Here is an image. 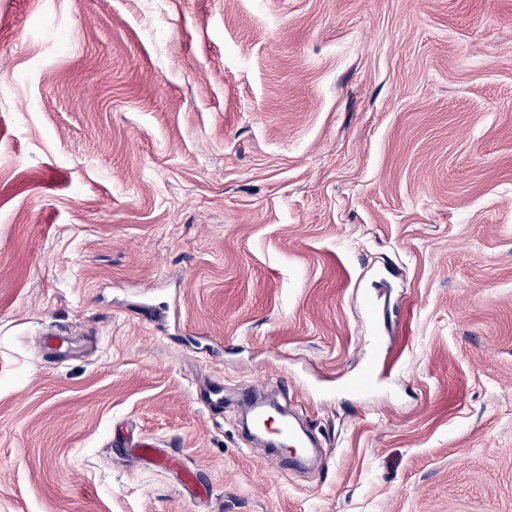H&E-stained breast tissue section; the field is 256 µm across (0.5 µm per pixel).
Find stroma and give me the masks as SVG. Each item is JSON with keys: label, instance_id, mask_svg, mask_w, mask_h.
I'll use <instances>...</instances> for the list:
<instances>
[{"label": "stroma", "instance_id": "obj_1", "mask_svg": "<svg viewBox=\"0 0 512 512\" xmlns=\"http://www.w3.org/2000/svg\"><path fill=\"white\" fill-rule=\"evenodd\" d=\"M0 512H512V0H0ZM275 443L279 441H288V443L284 442L283 447L285 450L291 449L296 450L299 453H302L305 448H308L307 441L303 435V433L295 427L292 421L287 418H283L279 424L277 430V436L273 439ZM288 444L292 445L293 448H288Z\"/></svg>", "mask_w": 512, "mask_h": 512}]
</instances>
